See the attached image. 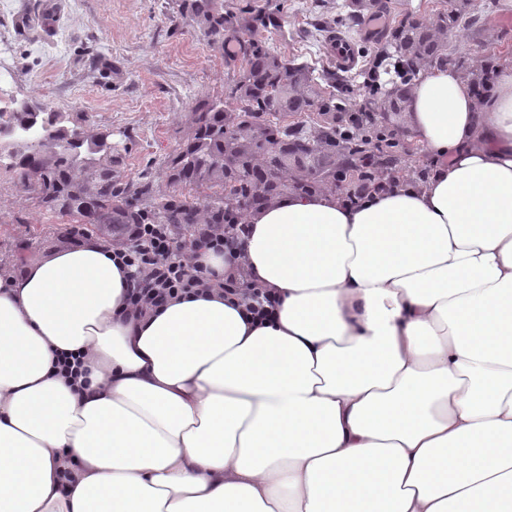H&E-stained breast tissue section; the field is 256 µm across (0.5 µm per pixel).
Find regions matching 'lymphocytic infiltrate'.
<instances>
[{
    "instance_id": "f902f5d3",
    "label": "lymphocytic infiltrate",
    "mask_w": 512,
    "mask_h": 512,
    "mask_svg": "<svg viewBox=\"0 0 512 512\" xmlns=\"http://www.w3.org/2000/svg\"><path fill=\"white\" fill-rule=\"evenodd\" d=\"M250 233L245 224H196L187 243H179L173 224H130L126 242L112 246V259L130 273L125 313L140 320L159 313L171 301L209 293L219 287L225 300L244 307L253 319L270 318L276 295L242 274L216 273L198 264L206 252L231 255L241 250Z\"/></svg>"
}]
</instances>
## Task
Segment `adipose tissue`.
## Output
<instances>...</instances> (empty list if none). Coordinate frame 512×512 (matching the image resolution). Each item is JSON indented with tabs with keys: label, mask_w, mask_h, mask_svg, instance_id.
Returning <instances> with one entry per match:
<instances>
[{
	"label": "adipose tissue",
	"mask_w": 512,
	"mask_h": 512,
	"mask_svg": "<svg viewBox=\"0 0 512 512\" xmlns=\"http://www.w3.org/2000/svg\"><path fill=\"white\" fill-rule=\"evenodd\" d=\"M406 123L426 183L249 216L264 324L125 320L91 235L0 275V512H512V66L419 71Z\"/></svg>",
	"instance_id": "1"
}]
</instances>
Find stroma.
Masks as SVG:
<instances>
[{"instance_id": "stroma-1", "label": "stroma", "mask_w": 512, "mask_h": 512, "mask_svg": "<svg viewBox=\"0 0 512 512\" xmlns=\"http://www.w3.org/2000/svg\"><path fill=\"white\" fill-rule=\"evenodd\" d=\"M341 2L281 0L278 26L264 33L268 46L322 68L328 54L313 25L339 13ZM502 33L512 39V10L498 2L456 45L480 54ZM0 42L11 59L0 86L11 98L47 101L124 131L123 167L136 183L160 179L157 161L176 147L191 107L223 95L227 84L223 60L175 0H0ZM0 209L18 218L0 224L1 264L19 242L37 243L44 255L69 222L9 194L0 196Z\"/></svg>"}]
</instances>
